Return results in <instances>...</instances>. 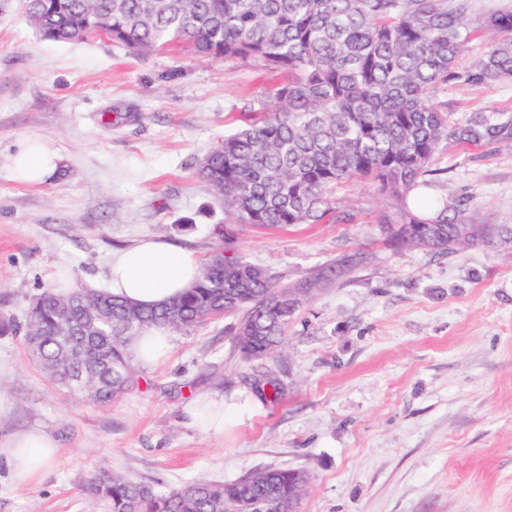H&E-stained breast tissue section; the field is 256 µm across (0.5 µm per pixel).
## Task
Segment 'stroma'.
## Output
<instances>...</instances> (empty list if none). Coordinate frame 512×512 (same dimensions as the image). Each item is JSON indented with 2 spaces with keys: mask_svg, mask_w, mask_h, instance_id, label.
<instances>
[{
  "mask_svg": "<svg viewBox=\"0 0 512 512\" xmlns=\"http://www.w3.org/2000/svg\"><path fill=\"white\" fill-rule=\"evenodd\" d=\"M22 0H0V316L22 318L52 267L103 279L113 250L160 235L207 256L224 203L201 160L284 79L181 49L136 57L108 39L44 41ZM451 112L512 110V81L439 95ZM37 138L61 166L38 185L11 169ZM435 196L477 194L512 224V144L452 148ZM349 224L247 228L233 250L292 283L344 251L370 262L321 290L282 356L245 363L233 318L172 334L139 391L107 406L54 388L21 337L0 336V438L49 431L62 449L35 485L0 466V512H85L100 465L161 488L231 482L268 466L310 472L298 512H512V248L397 252L382 242L377 186L336 191ZM246 392L255 417L215 437L185 423L199 395Z\"/></svg>",
  "mask_w": 512,
  "mask_h": 512,
  "instance_id": "stroma-1",
  "label": "stroma"
}]
</instances>
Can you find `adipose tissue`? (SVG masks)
Wrapping results in <instances>:
<instances>
[{"label":"adipose tissue","instance_id":"obj_1","mask_svg":"<svg viewBox=\"0 0 512 512\" xmlns=\"http://www.w3.org/2000/svg\"><path fill=\"white\" fill-rule=\"evenodd\" d=\"M62 161L53 150L34 141L24 142L13 157L19 179L41 183L54 173ZM202 261L190 249L164 237L146 235L113 252L103 279L106 292L143 307H154L192 288L199 277ZM171 350L168 328L153 326L134 337L128 352L134 363L153 366L165 360ZM257 410L254 398L225 404L222 395L201 396L183 411L185 423L220 435L225 427L251 420ZM60 456L57 440L37 429L0 439V462L20 483L38 480Z\"/></svg>","mask_w":512,"mask_h":512}]
</instances>
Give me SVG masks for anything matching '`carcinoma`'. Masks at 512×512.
Listing matches in <instances>:
<instances>
[{
    "instance_id": "obj_1",
    "label": "carcinoma",
    "mask_w": 512,
    "mask_h": 512,
    "mask_svg": "<svg viewBox=\"0 0 512 512\" xmlns=\"http://www.w3.org/2000/svg\"><path fill=\"white\" fill-rule=\"evenodd\" d=\"M24 12L47 40L107 38L138 55L186 46L288 75L200 163L230 224H349L336 188L365 179L386 198L380 224L394 250L460 253L486 228L475 194L452 200L422 189L444 147L512 143L511 111L459 116L437 100L450 85L512 79L511 10L469 18L448 0H24ZM481 32L489 37L480 55L462 64ZM369 260L351 249L285 284L218 243L193 288L164 305L45 288L23 320L0 319V336H22L51 384L109 405L140 389L127 344L146 328L190 331L234 317L245 361L271 358L287 347L302 305ZM309 483L305 470L267 468L161 491L102 466L86 482V512L100 503L109 512H296Z\"/></svg>"
}]
</instances>
